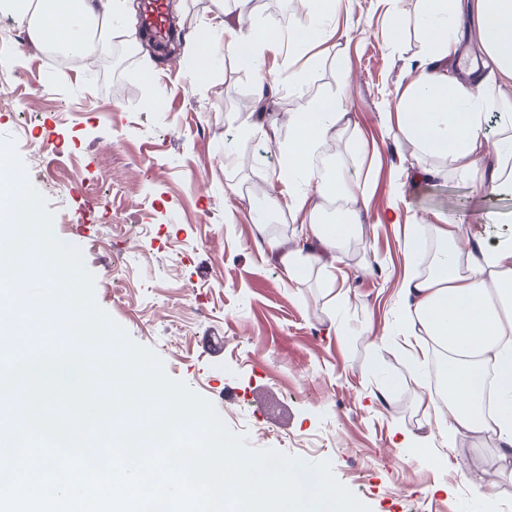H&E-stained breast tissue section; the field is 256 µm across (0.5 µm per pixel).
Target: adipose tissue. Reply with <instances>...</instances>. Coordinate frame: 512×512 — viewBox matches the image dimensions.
<instances>
[{
  "label": "adipose tissue",
  "instance_id": "1",
  "mask_svg": "<svg viewBox=\"0 0 512 512\" xmlns=\"http://www.w3.org/2000/svg\"><path fill=\"white\" fill-rule=\"evenodd\" d=\"M28 17L29 41L82 53L85 33L109 24L113 0H0V11ZM476 11L480 47L462 76L448 77L439 63L457 49L456 31L467 13ZM420 22L433 36L432 47L416 64L418 76L398 98L393 114L402 136L422 153L439 158L438 166L422 168L418 178H434L455 170L477 176L470 158L491 155L488 177L481 183L490 192L512 189V0H424ZM501 103L500 130L488 141L484 129L490 103ZM351 118L342 99L312 101L293 122V139L283 142L276 124L241 116L243 135L262 136L283 154L279 169L268 175L271 184L287 186L286 209L304 212L297 238L269 234L257 224L269 257L289 281L297 283L318 267L336 278V262L360 222L351 213L348 223L328 224L323 202L336 198L347 205L354 192L335 187L320 177L311 159L318 147L340 136ZM438 243L427 271L407 257L400 274L402 346L419 360L427 344L444 352V371L453 384L447 406H439L431 385L418 382L416 401L425 418L441 420L450 414L447 430L453 436L492 437L501 465V482L512 483V237L487 246L464 240L463 226L432 225Z\"/></svg>",
  "mask_w": 512,
  "mask_h": 512
}]
</instances>
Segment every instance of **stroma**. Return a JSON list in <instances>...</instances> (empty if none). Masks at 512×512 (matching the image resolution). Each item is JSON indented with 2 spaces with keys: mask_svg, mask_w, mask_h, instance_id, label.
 Returning <instances> with one entry per match:
<instances>
[{
  "mask_svg": "<svg viewBox=\"0 0 512 512\" xmlns=\"http://www.w3.org/2000/svg\"><path fill=\"white\" fill-rule=\"evenodd\" d=\"M422 9L421 0H340L329 15L310 0H263L251 28L284 33L310 19L332 31V52H271L254 70L222 49L199 80L178 55L140 46L117 84L99 68L113 40L138 27L136 6L58 74L26 22L0 12V35L15 49L0 56L15 87L0 97V157L44 198L52 236L80 250L95 306L249 450L329 463L369 512H512L492 441L449 442L416 404L415 380L434 373L438 350L421 369L398 346L404 225L422 239L448 218L491 246L512 235V194L457 174L405 177L435 163L388 119L426 47ZM260 76L282 137L330 96L354 120L337 145L362 229L338 263L348 291L333 311L324 277L288 283L255 239L251 201L270 193L264 177L281 163L239 128ZM480 470L477 490L465 475Z\"/></svg>",
  "mask_w": 512,
  "mask_h": 512,
  "instance_id": "obj_1",
  "label": "stroma"
}]
</instances>
